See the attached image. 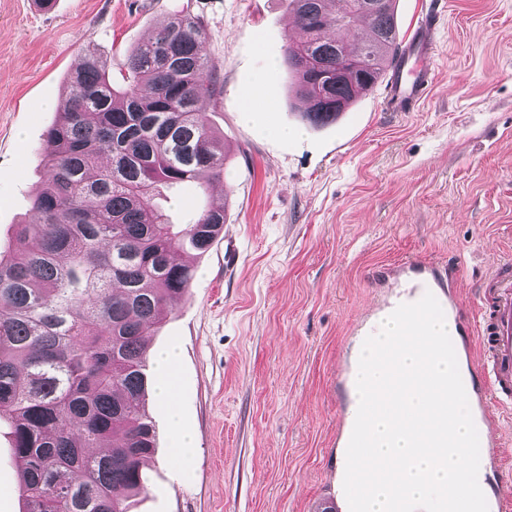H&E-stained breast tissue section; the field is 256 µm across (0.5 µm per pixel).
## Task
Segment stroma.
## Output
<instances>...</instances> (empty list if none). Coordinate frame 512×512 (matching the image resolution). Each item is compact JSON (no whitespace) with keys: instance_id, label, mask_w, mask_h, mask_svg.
Masks as SVG:
<instances>
[{"instance_id":"1","label":"stroma","mask_w":512,"mask_h":512,"mask_svg":"<svg viewBox=\"0 0 512 512\" xmlns=\"http://www.w3.org/2000/svg\"><path fill=\"white\" fill-rule=\"evenodd\" d=\"M445 2L436 85L417 110L388 111L382 79L312 127L285 64L288 0H56L51 12L0 0L1 251L34 216L43 135L87 48L123 84L129 49L186 10L204 22L223 86L204 106L228 152L222 182L158 201L175 224L211 201L226 219L207 252L176 253L195 270L189 295L147 338L148 355L173 347L178 359L164 377L147 366L156 451L133 512H348L336 428L351 408L336 377L385 268L452 262L469 308L512 249V0ZM164 380L169 403L155 391ZM0 512H22L4 425Z\"/></svg>"}]
</instances>
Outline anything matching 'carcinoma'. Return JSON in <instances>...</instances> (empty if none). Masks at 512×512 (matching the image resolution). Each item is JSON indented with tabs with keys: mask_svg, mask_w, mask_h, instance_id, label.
Returning <instances> with one entry per match:
<instances>
[{
	"mask_svg": "<svg viewBox=\"0 0 512 512\" xmlns=\"http://www.w3.org/2000/svg\"><path fill=\"white\" fill-rule=\"evenodd\" d=\"M359 12L336 0H289L303 37L288 43L298 112L326 126L370 90L397 54L396 0ZM370 34L352 49L331 33ZM199 18L175 13L128 54L130 81L112 82L94 50L68 78L60 119L43 139L47 171L34 224L0 251V422L10 428L23 512H130L155 452L145 409L151 327L189 290V245L207 251L224 228L211 204L176 226L154 204L164 188L224 176V141L203 105L221 95ZM328 76L325 98L297 59ZM368 56L369 69L348 61Z\"/></svg>",
	"mask_w": 512,
	"mask_h": 512,
	"instance_id": "1",
	"label": "carcinoma"
}]
</instances>
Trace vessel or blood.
<instances>
[{
	"mask_svg": "<svg viewBox=\"0 0 512 512\" xmlns=\"http://www.w3.org/2000/svg\"><path fill=\"white\" fill-rule=\"evenodd\" d=\"M442 0H430L412 34L401 46L389 78L387 103L392 111L411 112L430 91L438 53L436 33L443 20ZM398 292L382 297L379 306L394 311L414 303L425 292L438 300L446 320L457 323L452 337L459 372L467 393L480 442L481 470L501 469L490 449L506 418L512 417V254L501 256L480 283V305L473 318H465L457 301L459 272L438 262L413 257L392 268ZM481 340L483 357H470L474 340Z\"/></svg>",
	"mask_w": 512,
	"mask_h": 512,
	"instance_id": "b4317fda",
	"label": "vessel or blood"
}]
</instances>
